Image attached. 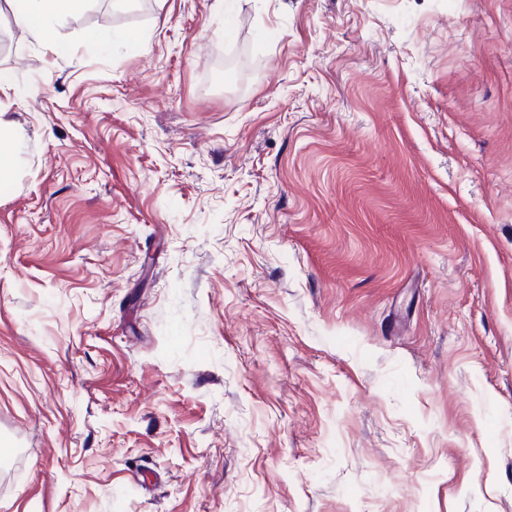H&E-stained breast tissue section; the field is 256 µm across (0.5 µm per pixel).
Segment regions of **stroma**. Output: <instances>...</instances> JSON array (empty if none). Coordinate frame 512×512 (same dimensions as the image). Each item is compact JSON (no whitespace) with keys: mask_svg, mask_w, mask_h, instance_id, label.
Segmentation results:
<instances>
[{"mask_svg":"<svg viewBox=\"0 0 512 512\" xmlns=\"http://www.w3.org/2000/svg\"><path fill=\"white\" fill-rule=\"evenodd\" d=\"M0 11V512H512V0ZM84 0H5L12 9L15 25L22 36L37 43L53 40L52 25L61 17L82 8ZM4 124L0 116V173L1 177L4 174L10 173L16 162L17 156V141L15 137L7 132L2 131Z\"/></svg>","mask_w":512,"mask_h":512,"instance_id":"35a3bbf8","label":"stroma"}]
</instances>
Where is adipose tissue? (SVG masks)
<instances>
[{
	"mask_svg": "<svg viewBox=\"0 0 512 512\" xmlns=\"http://www.w3.org/2000/svg\"><path fill=\"white\" fill-rule=\"evenodd\" d=\"M12 9L22 36L37 43L53 39L52 25L61 17L79 11L84 0H5Z\"/></svg>",
	"mask_w": 512,
	"mask_h": 512,
	"instance_id": "obj_1",
	"label": "adipose tissue"
}]
</instances>
